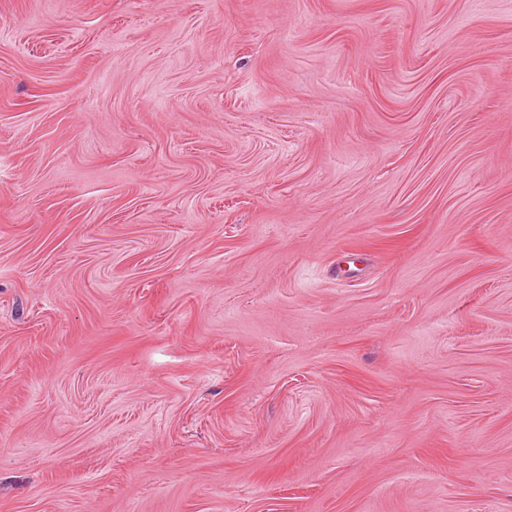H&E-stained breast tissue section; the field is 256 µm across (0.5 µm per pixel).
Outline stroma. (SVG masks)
<instances>
[{
	"label": "stroma",
	"instance_id": "stroma-1",
	"mask_svg": "<svg viewBox=\"0 0 512 512\" xmlns=\"http://www.w3.org/2000/svg\"><path fill=\"white\" fill-rule=\"evenodd\" d=\"M0 512H512V0H0Z\"/></svg>",
	"mask_w": 512,
	"mask_h": 512
}]
</instances>
